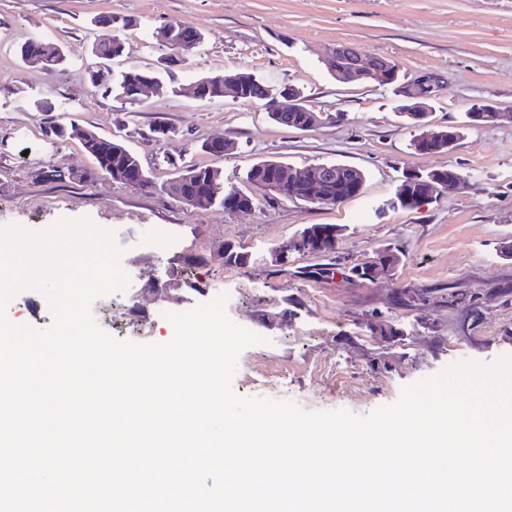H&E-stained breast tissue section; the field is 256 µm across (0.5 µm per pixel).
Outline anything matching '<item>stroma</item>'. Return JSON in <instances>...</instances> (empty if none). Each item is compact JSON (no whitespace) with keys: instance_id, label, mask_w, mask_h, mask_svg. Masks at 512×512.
Returning a JSON list of instances; mask_svg holds the SVG:
<instances>
[{"instance_id":"obj_1","label":"stroma","mask_w":512,"mask_h":512,"mask_svg":"<svg viewBox=\"0 0 512 512\" xmlns=\"http://www.w3.org/2000/svg\"><path fill=\"white\" fill-rule=\"evenodd\" d=\"M104 14L133 20L121 34L122 56L106 64L89 50L98 34L89 20ZM164 25L202 34L170 68V51L154 35ZM36 37L65 48L64 69L49 74L21 63L18 46ZM341 44L391 59L406 80L435 76L442 88L433 124L465 125L478 100L502 117L465 125L451 151L416 153L418 130L401 117L392 87L336 83L329 62ZM130 66L162 70L165 90L122 100L115 87ZM224 71L298 89L327 117L300 131L274 123L259 103L186 94L200 77ZM73 124L120 139L153 186L98 174L78 141L53 133ZM212 138L235 148L201 152ZM268 158L308 168L349 164L364 173L363 189L337 205L263 191L247 174ZM192 165L221 170L225 189L253 196L254 208L198 209L162 191ZM446 168L463 171L469 187L396 206L405 172ZM83 218L113 232L130 279L94 303L99 325L120 338L165 343L173 330L167 313L227 295L228 316L262 338L239 355L233 388L241 396L365 416L450 365L512 356V260L498 251L512 238V0H0V225L43 231ZM305 224L344 226L336 273H320L321 259L296 253L287 266L273 265L272 249ZM227 243L250 253L249 267L225 266ZM388 246L402 252L395 276L372 284L342 275ZM452 288L476 295L478 311L449 307ZM407 289L423 293L424 304L401 306ZM374 316L399 336L377 342L367 327Z\"/></svg>"}]
</instances>
